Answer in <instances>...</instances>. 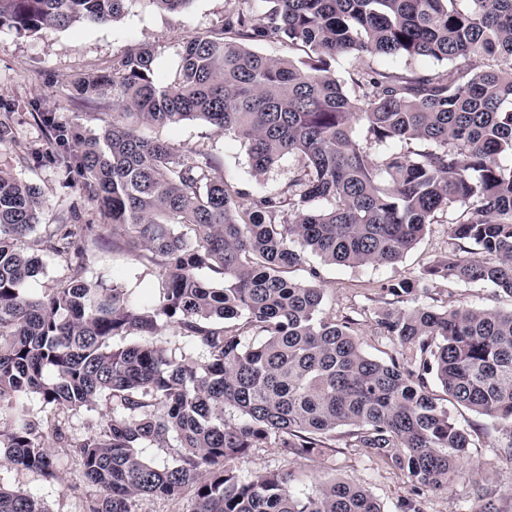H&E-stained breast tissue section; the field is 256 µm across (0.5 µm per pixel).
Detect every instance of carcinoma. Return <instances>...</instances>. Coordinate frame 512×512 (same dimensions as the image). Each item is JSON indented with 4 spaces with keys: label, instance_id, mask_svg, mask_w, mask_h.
Listing matches in <instances>:
<instances>
[{
    "label": "carcinoma",
    "instance_id": "cac0c4a2",
    "mask_svg": "<svg viewBox=\"0 0 512 512\" xmlns=\"http://www.w3.org/2000/svg\"><path fill=\"white\" fill-rule=\"evenodd\" d=\"M130 0H0V27L35 33L120 18ZM258 14L224 11L217 32L183 41L179 73L159 81L154 50L135 46L112 70L72 83L84 100H110L112 120L84 136L45 112V150L79 179L87 213L115 243L159 267L158 301L131 304L123 289L84 278L85 241L100 225L58 224L45 250L69 276L41 296L24 284L43 272L23 241L45 207L38 189L0 168V460L56 478L48 440L74 448L82 481L99 492L87 512H134L138 501L194 495L193 512H383L342 479L312 495L293 473L241 479L232 467L275 444L308 459L347 445L403 472L413 499L448 488L473 447L451 407L508 435L512 457V309L420 305L437 281L490 284L512 296V0H267ZM257 43L308 49L267 56ZM431 58L428 70L356 67L352 91L331 70L340 57ZM201 120L247 146L255 176L285 156L302 165L275 192L251 198L219 174L205 148L178 150L137 126ZM399 148L374 158L355 138ZM326 200L330 207L315 203ZM455 211L448 254L412 278L381 285L410 308L376 313L396 346L365 352L354 320L322 315L323 289L288 277L312 254L331 265H393L438 215ZM191 230L192 237L175 231ZM206 269L208 280L200 275ZM172 327L191 350L117 336ZM255 331L261 339L246 341ZM442 388L441 400L428 378ZM79 415L104 409L98 430L32 416L19 399ZM238 414L234 423L224 411ZM144 448H171L157 464ZM0 512H46L0 485Z\"/></svg>",
    "mask_w": 512,
    "mask_h": 512
}]
</instances>
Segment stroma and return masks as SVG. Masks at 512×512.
I'll list each match as a JSON object with an SVG mask.
<instances>
[{"label": "stroma", "instance_id": "obj_1", "mask_svg": "<svg viewBox=\"0 0 512 512\" xmlns=\"http://www.w3.org/2000/svg\"><path fill=\"white\" fill-rule=\"evenodd\" d=\"M234 5V0H192L187 8L171 13L147 7L142 0H129L124 14L109 24L78 23L67 28L46 27L36 33L0 29V119L10 123L16 139L15 146L0 148V164L36 185L46 201L40 228L22 242L23 249L40 254L44 264L42 274L25 285L30 294L49 292L66 278V262L45 252L43 238L54 225L70 223L72 214L84 207L83 199L72 187L75 173L53 162L20 156L22 146L39 147L45 142V131L34 118L36 111L55 113L61 120L77 125L83 134L98 132L111 110L74 98V78L109 70L115 56L129 46L142 45L155 50L156 76L169 80L179 63L181 43L218 29L225 10ZM140 132L146 138L167 140L179 148L206 147L220 160L224 177L250 194L279 189L298 166L297 157L287 156L264 178H255L246 147L201 121L144 126ZM449 228V217H442L393 265L350 268L328 265L311 255L305 264L292 268L289 276L302 282L317 281L324 290V315L354 319L364 349L385 360L392 353V345L380 335L375 323V314L383 305L380 286L414 277L427 263L447 254ZM84 265L90 284L123 288L136 305L158 299L165 286L160 269L116 247L108 229L90 242ZM425 302L441 307L512 308L511 295L486 284L464 282H437ZM498 437L492 427L475 435L470 460L462 465L448 489L425 492L423 512H472L477 504L475 491L480 487L494 492L500 512H512V457L497 448ZM234 468L242 477L293 471L297 476L294 490L301 495L314 494L319 484L329 479L353 481L377 500L383 512H399L400 500L410 493L405 474L347 447L341 434L336 437L335 450L320 456L294 460L270 446L254 448L238 458ZM0 484L39 497L46 512H83L95 494L73 467L62 479L54 480L0 462Z\"/></svg>", "mask_w": 512, "mask_h": 512}]
</instances>
